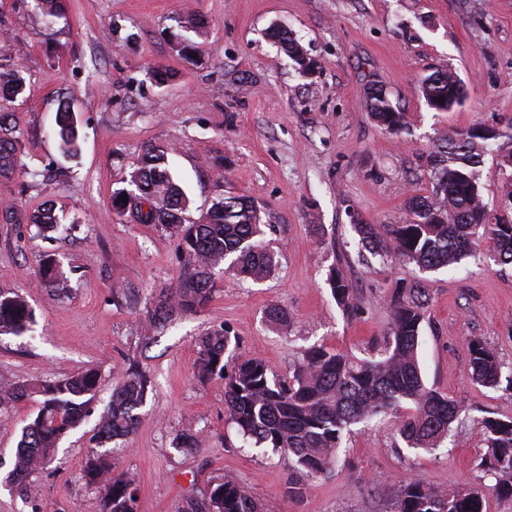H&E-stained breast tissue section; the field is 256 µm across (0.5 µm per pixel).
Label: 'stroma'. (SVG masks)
I'll list each match as a JSON object with an SVG mask.
<instances>
[{
    "mask_svg": "<svg viewBox=\"0 0 512 512\" xmlns=\"http://www.w3.org/2000/svg\"><path fill=\"white\" fill-rule=\"evenodd\" d=\"M45 17L40 0H0V70L16 69L23 94L0 100L18 138L22 167L0 175V294L20 293L35 312L31 331L0 334V386L98 368L87 421L60 443L54 462L25 485L10 482L21 429L35 401L0 407V512H89L101 494L84 462L112 388L130 370L150 382L140 422L113 440L112 471L136 477L135 512H192L225 480L265 512H394L411 478L448 490L491 479L480 424L512 419V267L487 243L455 268L424 272L365 250L353 226L401 224L411 196L432 192L428 155L453 129L482 122L512 144V0H63ZM203 19L204 34L189 27ZM295 33L318 66L300 72L266 30ZM193 43V58L180 48ZM463 82L459 105L431 108L420 86L439 68ZM167 80L157 84L156 73ZM409 117L380 128L365 107L371 83ZM74 104L81 152L62 154L54 134L61 103ZM170 151L185 189L187 220L227 196L260 209L278 261L255 283L216 278L208 304L157 340L141 336L151 296L177 286L184 259L164 227L119 215L116 192L147 145ZM483 200L506 216L496 152L480 169ZM53 205L61 228L37 237L31 222ZM59 263L54 287L38 283L44 256ZM339 266L354 309L337 306L327 283ZM423 282L431 303L419 360L429 387L463 411L441 448L407 447L391 418L354 426L337 465L300 481L291 456L245 444L224 411V383L196 377L195 340L224 330L239 352L287 374L301 351L326 344L364 355L385 336L396 284ZM286 309L291 324L268 323ZM481 340L502 363L497 387L473 384L468 343ZM197 435L191 448L176 436Z\"/></svg>",
    "mask_w": 512,
    "mask_h": 512,
    "instance_id": "1",
    "label": "stroma"
}]
</instances>
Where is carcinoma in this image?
<instances>
[{"mask_svg":"<svg viewBox=\"0 0 512 512\" xmlns=\"http://www.w3.org/2000/svg\"><path fill=\"white\" fill-rule=\"evenodd\" d=\"M269 36L296 65L306 52L293 34L274 25ZM24 79L15 71L0 72V92L20 94ZM421 92L427 103L456 105L463 87L451 69L436 70L424 79ZM367 111L388 131L408 126L407 113L394 108L383 86L374 84L366 95ZM56 133L62 153L79 151L78 116L70 105L59 106ZM482 124L455 129L429 159L434 190L430 196L409 199V219L403 224H355L353 229L368 252L380 259L397 256L422 271L455 267L477 241L493 243L494 261L512 265V222L503 224L483 202L478 168L500 137L497 130L482 133ZM18 160L10 127L0 121V173L11 171ZM130 182L139 201L131 205L142 224H159L178 241L186 275L175 288L153 297L146 340L161 334L175 317L197 312L207 305L214 289L215 270L222 265L240 276L261 281L274 272V253L262 240L260 209L245 196L216 202L200 224H183L180 215L188 198L174 180L168 151L159 146L145 150ZM42 232L57 229L52 207L33 217ZM337 306L353 309V288L342 271L333 267L327 278ZM429 294L421 282L398 284L390 299L391 323L373 355L359 357L325 345L306 348L282 377L262 359L231 348V337L213 331L198 343V376L224 381L225 413L239 435L256 447L270 448L293 457L307 478L328 473L337 461L343 435L351 427L380 414L395 417L396 430L407 447L433 450L448 438L462 412L461 404L428 387L418 361L420 326L428 312ZM34 311L20 295H0V332L25 334ZM472 380L486 388L499 383L502 366L479 339L468 343ZM100 384L98 370L89 368L54 381H22L7 385L0 403L34 400L38 410L23 427L16 449L13 477L21 483L29 473L45 468L60 440L88 418ZM147 379L130 373L112 391V404L103 415L106 433L96 438L99 447L131 435L145 403ZM485 469L495 479L491 490L512 499V420L486 417ZM86 480L103 489L93 512H134L136 481L133 475L112 474L103 454L93 450L85 461ZM484 490L470 486L438 490L420 479L406 481L397 494L396 512H484ZM207 512H262V506L239 484L226 480L210 494Z\"/></svg>","mask_w":512,"mask_h":512,"instance_id":"cac0c4a2","label":"carcinoma"}]
</instances>
